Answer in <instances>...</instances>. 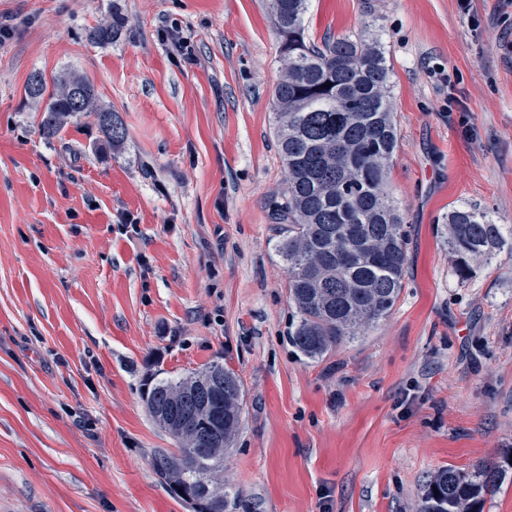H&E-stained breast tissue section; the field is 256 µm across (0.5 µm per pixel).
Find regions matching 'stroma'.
I'll use <instances>...</instances> for the list:
<instances>
[{
	"mask_svg": "<svg viewBox=\"0 0 512 512\" xmlns=\"http://www.w3.org/2000/svg\"><path fill=\"white\" fill-rule=\"evenodd\" d=\"M116 2L121 39L92 44ZM0 18V512H192L151 468L174 441L142 392L213 362L243 389L230 512H420L440 468L512 455V250L463 279L445 233L463 206L512 225V0H310L308 38L385 47L388 190L412 230L390 315L316 360L288 338L269 0H0ZM36 71L90 80L122 148L91 116L44 138Z\"/></svg>",
	"mask_w": 512,
	"mask_h": 512,
	"instance_id": "1",
	"label": "stroma"
}]
</instances>
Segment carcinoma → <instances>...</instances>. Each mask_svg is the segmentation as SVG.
<instances>
[{
    "label": "carcinoma",
    "instance_id": "1",
    "mask_svg": "<svg viewBox=\"0 0 512 512\" xmlns=\"http://www.w3.org/2000/svg\"><path fill=\"white\" fill-rule=\"evenodd\" d=\"M283 62L272 103L275 138L285 169L279 251L288 266V299L298 320L290 341L305 357L328 350L378 324L391 313L404 288L410 231L386 190L397 146L390 89V64L382 44L340 35L318 46L307 39L308 0H270ZM127 18L112 3L110 19L92 28L95 44L117 41ZM46 82H27L35 100L48 97L40 122L51 139L88 112L108 144L127 137L118 113L98 104L95 86L75 74L60 77L51 93ZM504 230L475 208L448 213L451 262L461 278L472 262L508 242ZM224 374V429L207 439L203 425L180 428L171 418H201L206 376ZM143 398L152 418L177 443L151 459L156 476L177 498L190 486L206 512H226L228 493L218 476L240 418L238 376L215 362L186 377L147 384ZM512 459L466 472L448 466L427 484L421 512H482L486 495L505 479ZM439 494H434V491Z\"/></svg>",
    "mask_w": 512,
    "mask_h": 512
}]
</instances>
